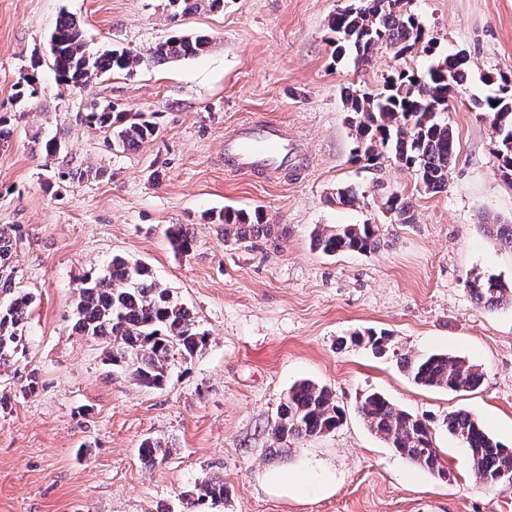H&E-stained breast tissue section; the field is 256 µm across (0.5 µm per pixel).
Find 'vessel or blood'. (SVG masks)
<instances>
[{
    "label": "vessel or blood",
    "instance_id": "1",
    "mask_svg": "<svg viewBox=\"0 0 512 512\" xmlns=\"http://www.w3.org/2000/svg\"><path fill=\"white\" fill-rule=\"evenodd\" d=\"M298 144L272 122L248 124L224 139V162L243 174L253 170L274 175L301 156Z\"/></svg>",
    "mask_w": 512,
    "mask_h": 512
}]
</instances>
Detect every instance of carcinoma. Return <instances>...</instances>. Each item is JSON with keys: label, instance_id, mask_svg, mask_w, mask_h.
<instances>
[{"label": "carcinoma", "instance_id": "obj_1", "mask_svg": "<svg viewBox=\"0 0 512 512\" xmlns=\"http://www.w3.org/2000/svg\"><path fill=\"white\" fill-rule=\"evenodd\" d=\"M186 10L224 7V0H169ZM408 0H354L331 17L336 57L348 52L366 62L385 46L400 59L421 48L434 51L432 40L425 39V26L419 16L406 9ZM210 45L206 35H173L158 43L152 57L158 61L188 59L203 53ZM53 70L68 90H83L91 83L115 73L130 70L137 57L125 49L90 53L84 31L71 16L57 22L50 35ZM468 77L467 58L447 56L425 72L398 68L386 78L382 91L349 92L345 97L347 124L354 142V157L375 164L384 152L415 176L416 183L430 192L448 187V176L458 154V142L444 114L448 96L464 86ZM497 90L474 102L489 121L493 135L497 169L512 185V77H488ZM16 100L25 101L37 94L36 74L26 73L16 84ZM90 127L112 136L117 148L133 147L157 134V123L144 114L130 116L113 107L93 106L84 113ZM386 211L401 224L412 223L411 207L401 196L391 194ZM224 236L246 240L266 235L269 225L260 214L250 216L227 209L218 215ZM165 234L177 251L192 249V239L181 224L170 225ZM383 240L381 226L338 224L333 229L317 227L312 244L333 255L342 251L371 253ZM17 237L13 229L0 228V367L15 361L25 337L24 327L32 298L16 288L18 270L13 264ZM473 299L486 307L512 305V281L477 272L468 281ZM73 329L80 336L102 339L112 344V365L130 372L142 387L161 389L168 381L175 358L187 362L207 344V333L200 330L184 304L172 299L142 263L121 256L112 257L105 272L89 277L76 299ZM366 345L377 355L390 350L386 332L368 331ZM400 365L419 385L468 392L484 381V372L468 360L433 353L403 356ZM359 411L371 432L390 448L442 481L450 480L439 449L426 420L399 408L379 393L365 395ZM343 413L332 392L324 386L301 382L288 391L274 424L279 440L291 441L319 437L341 424ZM448 433L468 449L475 474L487 486L496 484L503 472L512 473V448L493 437L479 419L467 410L448 413L443 420Z\"/></svg>", "mask_w": 512, "mask_h": 512}]
</instances>
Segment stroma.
Instances as JSON below:
<instances>
[{
    "mask_svg": "<svg viewBox=\"0 0 512 512\" xmlns=\"http://www.w3.org/2000/svg\"><path fill=\"white\" fill-rule=\"evenodd\" d=\"M344 4L224 0L185 12L169 0H0V114L15 124L0 144V227L22 235L14 264L33 298L18 366L0 368V512H512V485L480 482L443 424L469 410L512 448V307L479 306L467 287L476 272L512 279V249L484 226L512 222V186L473 104L493 92L486 76H512V0H412L434 52L401 62L383 50L367 65L332 55L329 22ZM63 15L89 51L124 48L142 63L82 91L60 86L48 42ZM175 34L211 44L154 61L152 48ZM459 51L469 79L445 114L459 142L447 189L424 192L388 155L354 161L347 88L374 93L399 64L422 71ZM30 71L38 93L16 102ZM95 103L145 114L159 133L114 148L82 121ZM264 120L304 144L303 167L270 180L225 171V134ZM348 185L352 206L336 198ZM391 193L413 223L384 210ZM228 206L260 212L270 235L225 238L217 215ZM366 221L385 231L375 252L312 245L315 227ZM172 224L191 237L189 253L169 243ZM115 256L145 263L208 334L163 388H141L113 366L108 343L71 329L79 287ZM370 329L390 335L392 354L349 343ZM436 351L478 365L482 385L427 388L400 366V355ZM21 368L36 370L35 393ZM303 380L332 390L343 423L276 440L277 409ZM374 391L433 420L450 481L368 429L358 405ZM148 439L165 445L163 462L140 456ZM215 479L223 501L200 500Z\"/></svg>",
    "mask_w": 512,
    "mask_h": 512,
    "instance_id": "obj_1",
    "label": "stroma"
}]
</instances>
